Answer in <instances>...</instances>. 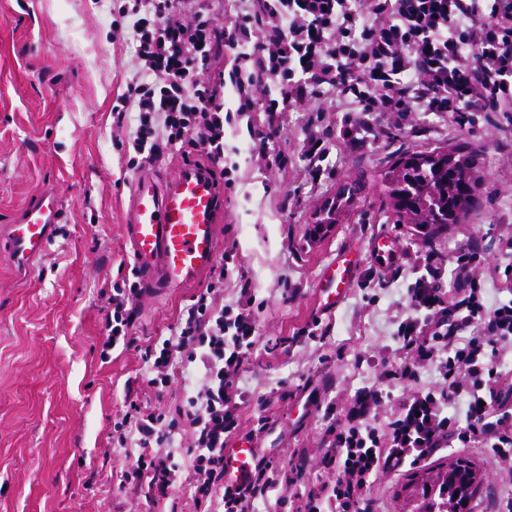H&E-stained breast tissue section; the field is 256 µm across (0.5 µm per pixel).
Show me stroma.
<instances>
[{"instance_id": "obj_1", "label": "stroma", "mask_w": 512, "mask_h": 512, "mask_svg": "<svg viewBox=\"0 0 512 512\" xmlns=\"http://www.w3.org/2000/svg\"><path fill=\"white\" fill-rule=\"evenodd\" d=\"M118 6V0H0V250L7 224L41 186L56 187L63 209L62 224L27 275L0 261V512H196L199 476L185 454L189 437L174 439L181 469L164 497L147 483L124 482L127 451L111 441L130 402L171 410L200 383V367L177 364L164 392L149 391L142 356L173 334L204 290L199 284L137 299L132 344L102 360L101 290L131 268L122 221L136 175L120 147L134 126H116L112 112L138 62L133 45L112 41ZM221 93L223 162H212L196 137L155 168L169 176L180 164L196 163L219 180L233 172L215 262L229 266L225 303L247 287L263 307L259 340L238 383L239 427L229 440L254 438L276 467L278 490L256 500V508L299 512L308 489L332 479L321 464L325 406L372 384L382 363H397L395 324L409 312L413 268L429 247L412 225L383 212L380 174L400 152L480 149L478 202L432 247L443 257L442 284L449 289L454 255L479 233L478 278L491 298H512L502 275L512 265L505 246L512 236V119L494 127L475 112L460 127L446 116L411 113L392 120V146L354 150L332 140L314 177L302 143L311 127L335 126L336 113L309 103L242 115L232 87ZM265 135L283 151L282 164L266 157ZM353 184L359 190L346 213L324 236L310 238L316 212ZM382 235L396 242L401 277L370 253ZM344 250L363 255L356 284L334 312H319L320 270ZM312 324L318 335H307ZM300 453L311 466L292 483L290 459Z\"/></svg>"}]
</instances>
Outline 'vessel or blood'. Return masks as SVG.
<instances>
[{"instance_id": "1", "label": "vessel or blood", "mask_w": 512, "mask_h": 512, "mask_svg": "<svg viewBox=\"0 0 512 512\" xmlns=\"http://www.w3.org/2000/svg\"><path fill=\"white\" fill-rule=\"evenodd\" d=\"M224 191L204 165L185 164L174 179L144 169L136 178L123 224L133 271L144 295L159 296L202 280L212 269L219 248L218 225ZM62 219L54 187L34 193L7 231V256L29 269ZM359 257L343 251L322 270L319 288L323 308L335 309L353 288ZM256 450L242 442L224 451V484L235 488L252 474Z\"/></svg>"}]
</instances>
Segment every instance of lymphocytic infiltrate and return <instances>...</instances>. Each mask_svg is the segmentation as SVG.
Listing matches in <instances>:
<instances>
[{"instance_id":"f902f5d3","label":"lymphocytic infiltrate","mask_w":512,"mask_h":512,"mask_svg":"<svg viewBox=\"0 0 512 512\" xmlns=\"http://www.w3.org/2000/svg\"><path fill=\"white\" fill-rule=\"evenodd\" d=\"M180 0H126L118 8L142 63L116 107L118 119L137 112L130 168L163 159L168 148L196 132L207 137L213 160L224 157V100L192 79L220 47H228L227 76L238 111L283 112L318 101L341 113L339 129L304 143L323 158L333 136L353 140L365 128L374 143L391 134L381 119L394 112L451 114L465 124L485 113L490 125L512 112V0H239L225 38L209 20L178 17ZM482 257L471 242L455 258L457 286L442 287V270L427 252L424 271L408 290L410 314L397 328L407 354L383 366L378 384L331 408L324 462L332 484L307 495V512H376L368 490L380 477L419 467L450 448H481L502 480H512V373L501 355L512 346V300L488 304L474 266ZM228 267H220L181 318L175 338L147 347L146 387L162 390L177 362L199 363L201 385L174 418L130 403L119 426L120 447L135 449L132 475L167 495L179 465L173 451L155 450L158 425L189 427L193 467L201 481L196 504L223 492L224 512H248L274 486L272 463L259 458L236 491L224 487V437L238 427L237 375L257 336L249 304L216 307ZM140 291L116 282L107 295L104 351L131 343L132 304ZM439 374L434 388L417 387L421 369ZM408 382L412 391L396 413L380 419L382 384Z\"/></svg>"}]
</instances>
